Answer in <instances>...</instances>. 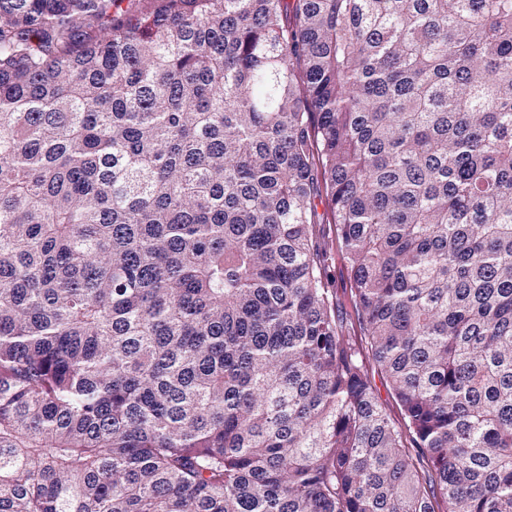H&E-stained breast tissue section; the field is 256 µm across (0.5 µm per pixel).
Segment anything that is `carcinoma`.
Masks as SVG:
<instances>
[{"label":"carcinoma","instance_id":"cac0c4a2","mask_svg":"<svg viewBox=\"0 0 512 512\" xmlns=\"http://www.w3.org/2000/svg\"><path fill=\"white\" fill-rule=\"evenodd\" d=\"M0 512H512V0H0ZM325 271L329 280L332 307L346 324L350 336L353 340L360 342L363 340L365 345L363 331L359 325V318L356 308L351 301V281L347 271L345 260L340 251L334 248L328 255L325 262Z\"/></svg>","mask_w":512,"mask_h":512}]
</instances>
